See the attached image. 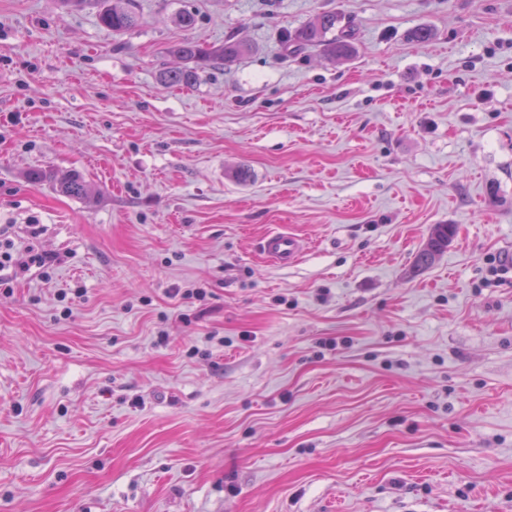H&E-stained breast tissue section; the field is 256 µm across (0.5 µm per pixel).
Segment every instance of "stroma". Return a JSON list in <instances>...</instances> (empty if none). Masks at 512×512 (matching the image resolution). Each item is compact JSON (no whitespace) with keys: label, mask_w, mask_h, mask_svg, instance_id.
I'll list each match as a JSON object with an SVG mask.
<instances>
[{"label":"stroma","mask_w":512,"mask_h":512,"mask_svg":"<svg viewBox=\"0 0 512 512\" xmlns=\"http://www.w3.org/2000/svg\"><path fill=\"white\" fill-rule=\"evenodd\" d=\"M135 4L0 0V249L58 258L0 288V512H512V0ZM321 12L351 56L284 55ZM187 37L250 50L163 87ZM101 1L99 21L112 32H127L140 24V15L134 7L135 0H113L112 6L107 5V0ZM124 2V5L119 3ZM27 178L33 184H49L65 196L86 199L89 194L86 181L77 173L59 175L46 169H33ZM454 226L451 224H437L420 250L417 256V264L420 267L430 265L435 258L448 248V241L454 235ZM306 243L302 236L276 230L265 234L259 241V253L268 263L288 267L294 264L305 250Z\"/></svg>","instance_id":"35a3bbf8"}]
</instances>
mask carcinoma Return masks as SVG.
<instances>
[{"mask_svg":"<svg viewBox=\"0 0 512 512\" xmlns=\"http://www.w3.org/2000/svg\"><path fill=\"white\" fill-rule=\"evenodd\" d=\"M135 0H101L99 21L114 32H127L140 24V15L134 7ZM340 19L334 12L315 15L294 33L285 37L283 50L297 54L309 47L322 46L332 58H347L352 53V32L339 26ZM247 51V46L236 40H226L220 46H206L192 39H185L170 48V54L180 61L177 67L160 73L164 86L190 88L199 79V71L205 68L222 69ZM33 184H49L57 192L79 199L88 197V186L83 176L77 173L56 174L46 169H33L27 175ZM454 235L451 224H437L417 256L420 267L430 265L435 258L448 248V241Z\"/></svg>","mask_w":512,"mask_h":512,"instance_id":"cac0c4a2","label":"carcinoma"}]
</instances>
